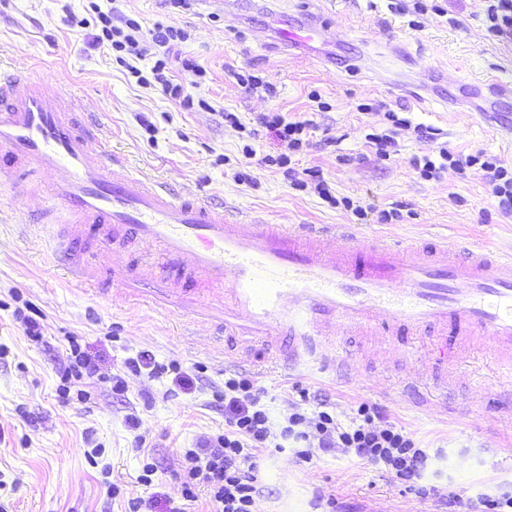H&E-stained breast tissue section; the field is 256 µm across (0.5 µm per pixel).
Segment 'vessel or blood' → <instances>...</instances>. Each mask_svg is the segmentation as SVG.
I'll return each instance as SVG.
<instances>
[{
    "mask_svg": "<svg viewBox=\"0 0 512 512\" xmlns=\"http://www.w3.org/2000/svg\"><path fill=\"white\" fill-rule=\"evenodd\" d=\"M50 177L43 223H66L54 267L167 310L206 311L224 346L254 366L291 369L332 338L360 331L391 344L408 330L436 336L428 358L446 371L488 354L512 389V251L447 239L397 247L358 243L346 224H271L238 218L132 172L98 139L67 93L36 78H0V176ZM110 249L140 243L148 259L99 277L85 229ZM229 284L216 300L203 290Z\"/></svg>",
    "mask_w": 512,
    "mask_h": 512,
    "instance_id": "vessel-or-blood-1",
    "label": "vessel or blood"
}]
</instances>
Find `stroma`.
I'll list each match as a JSON object with an SVG mask.
<instances>
[{"label": "stroma", "instance_id": "obj_1", "mask_svg": "<svg viewBox=\"0 0 512 512\" xmlns=\"http://www.w3.org/2000/svg\"><path fill=\"white\" fill-rule=\"evenodd\" d=\"M119 8L149 30L163 22L188 34L169 67L193 99L184 106L157 85L139 84L110 49L97 45L92 5ZM418 12L415 0H0V76L32 75L79 96L102 125L113 154L132 170L175 192L253 212L271 224H349L365 244L387 236L405 243L451 234L512 250V215L498 211L479 167L464 174L421 176L415 159L440 148L483 152L512 167V135L482 121L473 109L450 105L459 83L491 72L512 83V34L489 30L490 0H439ZM298 28L315 19L317 50L288 47L273 19ZM206 71L194 80L181 66ZM269 82L272 93L248 92L233 72ZM318 89L326 110L311 109ZM376 103L373 111L361 110ZM279 112L310 127L291 157L296 173L319 171L334 198H350L356 217L310 192L293 189L266 156L278 149L260 119ZM410 120L392 125L388 112ZM233 113L235 122L225 121ZM436 137L417 136V128ZM390 133L386 156L371 135ZM252 145L253 157L243 155ZM43 191L23 192L0 181V506L5 512H125L141 498V512H212L206 485L184 496L185 452L224 430L225 375L237 365L224 356L209 323L187 322L100 289L64 278L50 259L58 227L43 224ZM401 210L393 224L381 211ZM39 313L41 338L27 336L15 316L19 304ZM383 355L367 336H341L324 361L288 373L257 376L273 424L283 423L296 387L321 395L341 422L359 402L377 405L431 457V470L461 497L469 512L480 494L512 490V418L501 416L492 380L479 379L476 361L455 366V397L420 399L405 384L428 370L430 337L404 331ZM100 359L103 379L72 381L61 398V373L73 347ZM172 373L130 372L140 352ZM152 464L151 485L138 483ZM260 494L254 512H321L318 495L353 512H442L438 498H420L383 469L338 453L299 462L292 449L256 454Z\"/></svg>", "mask_w": 512, "mask_h": 512}]
</instances>
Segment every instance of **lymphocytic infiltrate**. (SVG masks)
Segmentation results:
<instances>
[{"label":"lymphocytic infiltrate","mask_w":512,"mask_h":512,"mask_svg":"<svg viewBox=\"0 0 512 512\" xmlns=\"http://www.w3.org/2000/svg\"><path fill=\"white\" fill-rule=\"evenodd\" d=\"M96 20L101 28L100 42L111 48L118 63L124 64L129 59L142 57L144 47L140 36L141 25L137 20L124 17L123 27L117 28L112 24L111 13L101 10L97 11ZM150 36L152 43L163 50L150 69L154 80L162 84L170 97L183 98V86L168 79L166 72L170 53L186 40V31L159 23L151 30ZM475 165L484 171L500 210L511 215L512 170L501 165L496 157H484L478 153L463 156L443 149L439 152L438 160L424 159L420 171L430 178L441 170L458 173ZM224 398L228 409L224 433L207 447L189 451L191 465L185 475V495L194 498V487L202 482L210 489V500L216 512H253L252 507L259 492L253 458L272 435L269 416L249 377L239 375L225 379ZM281 434L302 441L308 440L309 436H317L321 452H353L363 461L384 466L396 479L415 485L419 496L428 494L427 488L420 484L427 467L426 450L420 448L386 415L367 403L359 404L356 417L346 427L326 411L310 417L293 413Z\"/></svg>","instance_id":"obj_1"}]
</instances>
